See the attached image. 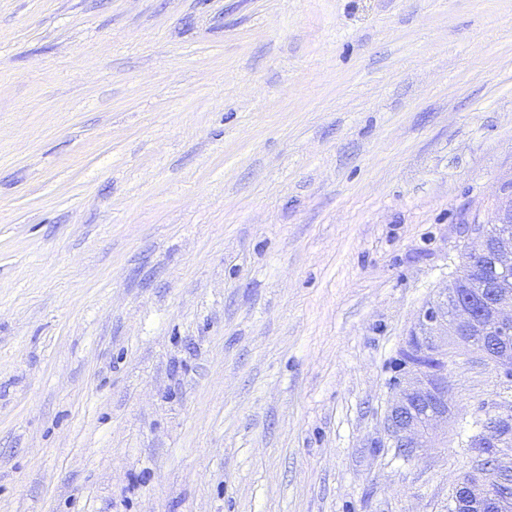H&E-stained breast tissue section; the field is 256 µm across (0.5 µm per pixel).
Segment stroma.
I'll return each instance as SVG.
<instances>
[{"instance_id":"1","label":"stroma","mask_w":512,"mask_h":512,"mask_svg":"<svg viewBox=\"0 0 512 512\" xmlns=\"http://www.w3.org/2000/svg\"><path fill=\"white\" fill-rule=\"evenodd\" d=\"M512 195V0H0V512H448L400 352Z\"/></svg>"}]
</instances>
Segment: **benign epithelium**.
Wrapping results in <instances>:
<instances>
[{"label": "benign epithelium", "instance_id": "7a95c632", "mask_svg": "<svg viewBox=\"0 0 512 512\" xmlns=\"http://www.w3.org/2000/svg\"><path fill=\"white\" fill-rule=\"evenodd\" d=\"M474 255L493 252L495 263L512 265V251L491 250L490 242L480 224L470 226ZM512 290L499 284L490 293L478 291L455 298L453 308L454 337L460 346L477 353L482 360L494 364L512 377V351L505 342L487 349L473 344L471 334L488 318L512 330ZM405 349L421 358L440 361L439 369L415 366L408 370L394 393L384 417V432L389 447L402 451L408 459L422 455L436 438L439 423L448 421L452 403L448 389V296H440L420 313L417 326L406 340ZM456 487L464 491L463 506L468 512H512V464L502 465L499 459L463 478Z\"/></svg>", "mask_w": 512, "mask_h": 512}]
</instances>
